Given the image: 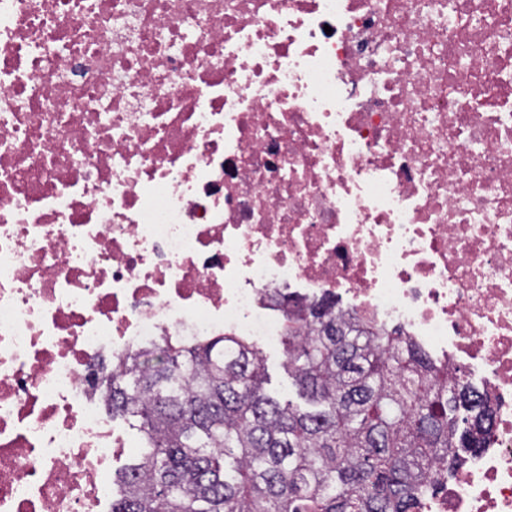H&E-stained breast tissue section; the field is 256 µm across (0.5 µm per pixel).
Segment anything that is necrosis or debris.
Instances as JSON below:
<instances>
[{
	"mask_svg": "<svg viewBox=\"0 0 512 512\" xmlns=\"http://www.w3.org/2000/svg\"><path fill=\"white\" fill-rule=\"evenodd\" d=\"M345 297L464 370L512 512V0H0V512H112V362Z\"/></svg>",
	"mask_w": 512,
	"mask_h": 512,
	"instance_id": "1",
	"label": "necrosis or debris"
}]
</instances>
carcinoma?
Listing matches in <instances>:
<instances>
[{
  "label": "carcinoma",
  "mask_w": 512,
  "mask_h": 512,
  "mask_svg": "<svg viewBox=\"0 0 512 512\" xmlns=\"http://www.w3.org/2000/svg\"><path fill=\"white\" fill-rule=\"evenodd\" d=\"M279 306L303 406L268 394L262 351L236 336L112 365V414L147 441L112 512H415L434 465L482 447L488 401L420 345L329 296Z\"/></svg>",
  "instance_id": "cac0c4a2"
}]
</instances>
